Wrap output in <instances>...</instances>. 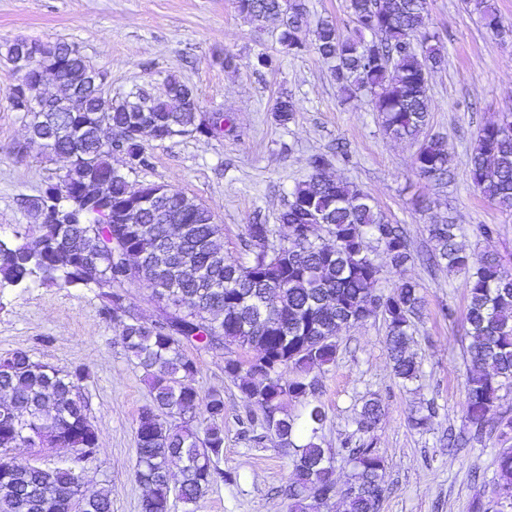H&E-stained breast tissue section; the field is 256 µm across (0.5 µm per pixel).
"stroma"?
Here are the masks:
<instances>
[{"label": "stroma", "instance_id": "obj_1", "mask_svg": "<svg viewBox=\"0 0 512 512\" xmlns=\"http://www.w3.org/2000/svg\"><path fill=\"white\" fill-rule=\"evenodd\" d=\"M510 33L486 29L464 0H430L433 27L445 64L431 73L427 134L444 137L452 162L443 180L420 177L412 168L418 144L384 134L369 94L343 100L326 67L313 53L293 55L277 41L276 24L256 25L235 0H0V44L24 36L73 42L87 59L108 71L113 97L140 87L161 93L175 74L193 84L206 112L233 113L237 136L184 137L147 142L149 168L132 182L165 184L206 204L224 228L226 254L245 257V226L254 216L275 223L295 184L310 174L311 155L332 158L329 176L369 193L387 219L402 225L416 256L391 269L382 247L371 256L381 268L379 287L398 279L417 282L424 300L410 350L421 377L402 383L392 369L386 324L373 318L339 334L334 365L320 375L326 421L324 447L341 450L354 437L363 402L378 397L385 416L364 441L383 456L387 493L380 512H476L495 500L493 451L512 447V432L492 430L482 442L448 449V432H465L464 381L469 370L461 319L468 304L464 275L431 266L429 227L458 224L466 251L483 249L480 227L493 225L494 248L512 266V211L485 199L467 176V159L478 129L512 115V0H494ZM237 60L223 68L224 53ZM279 66L256 67L259 54ZM14 75L0 57V238L32 237L36 222L25 206L46 184L65 173L62 160L28 143L30 118L10 108ZM288 95L299 110L278 124L273 107ZM344 149L349 161L337 158ZM100 290L52 285L0 288V353L21 349L33 359L69 371L89 368L82 386L100 451L85 465L90 483L106 488L112 512H138L146 489L134 475L135 424L150 400L143 370L116 344L112 321L100 313ZM452 316H445V309ZM201 392H224L223 473L197 503H176L174 512H288L283 488L293 459L267 437L244 435L250 408L224 374V356L198 351ZM432 411L427 428L413 427L412 411ZM481 481H474V473Z\"/></svg>", "mask_w": 512, "mask_h": 512}]
</instances>
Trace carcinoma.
<instances>
[{
	"instance_id": "obj_1",
	"label": "carcinoma",
	"mask_w": 512,
	"mask_h": 512,
	"mask_svg": "<svg viewBox=\"0 0 512 512\" xmlns=\"http://www.w3.org/2000/svg\"><path fill=\"white\" fill-rule=\"evenodd\" d=\"M483 26L502 31L490 0H469ZM246 18L279 22V44L292 54L313 52L326 64L339 89L351 96L369 92L385 133L415 140L428 125L431 72L445 58L430 29L427 0H348L358 35L346 36L329 20L307 41L304 0H236ZM380 32L366 47V28ZM6 59H36L25 78L32 95L40 69L59 74L81 93L47 96L45 110L33 113L30 138L45 139L55 155H66V189L48 185L41 196L43 217L37 236L15 243L0 239V286L54 285L60 289L108 284L101 314L119 327L117 343L137 360L150 382V402L136 420L135 478L147 488L139 512H172L174 500L194 504L220 474L224 452V394H201L199 366L187 354L252 347L260 356L247 364L224 357V373L243 400L262 411L260 427L295 464L285 488L289 512H324L341 497L345 512H380L385 462L368 444L348 449L351 478L336 487L334 457L319 433L326 415L319 399V374L336 363L338 331L382 316L395 375L420 377L414 357L412 319L422 307L419 285L402 280L389 292L378 288L380 267L370 242L383 247L393 269L413 260L404 229L384 219L373 198L348 182L325 175V154L309 159L311 174L297 183L290 200L267 224L261 217L246 225L248 261L224 253L222 225L199 200L165 184L140 186L129 173L151 165L144 141L178 137L220 139L237 133L228 112L202 111L195 88L166 78V93L147 104L135 96L114 99L96 91L88 60L69 43L31 39L0 46ZM275 120L294 119L296 104L279 99ZM123 153L128 172L112 175V154ZM451 153L439 137L421 142L413 170L429 179L449 172ZM472 185L487 199L512 209V121L489 122L475 137L469 160ZM153 195L137 224L102 219L100 207L122 213L136 195ZM288 228L280 235L278 230ZM434 251L429 260L467 277L468 305L463 327L472 365L465 382L464 418L470 439L482 441L495 426L512 430V419L496 417L502 391L512 389V269L487 246L467 252L457 242V225L432 224ZM137 281L151 291L159 319L141 320L126 306L124 285ZM294 376L288 377V369ZM89 371L65 372L33 359L23 350L0 354V448H74L69 465L29 470L17 462L0 467V512H67L79 494L82 512H112V498L85 482L81 463L100 451L81 386ZM301 403L295 415L282 401ZM208 415L202 430L198 409ZM384 415L380 401H366L356 416L357 430L372 431ZM182 463V479L171 484L170 463ZM499 499L512 500V448L495 454Z\"/></svg>"
}]
</instances>
